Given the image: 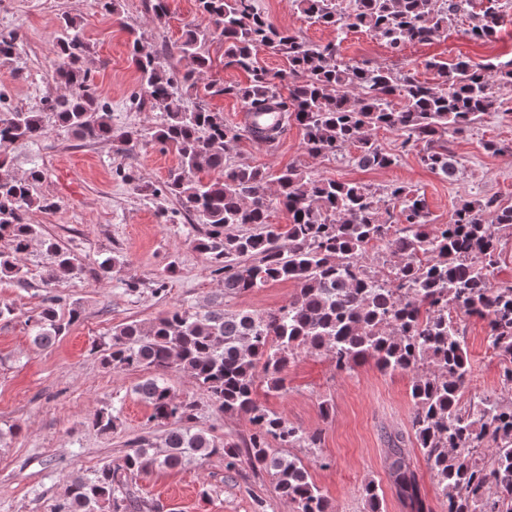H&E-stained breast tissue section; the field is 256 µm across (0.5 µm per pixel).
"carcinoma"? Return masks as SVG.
Wrapping results in <instances>:
<instances>
[{
	"label": "carcinoma",
	"mask_w": 512,
	"mask_h": 512,
	"mask_svg": "<svg viewBox=\"0 0 512 512\" xmlns=\"http://www.w3.org/2000/svg\"><path fill=\"white\" fill-rule=\"evenodd\" d=\"M200 21L187 27L165 56L185 62L181 70L146 53L142 35L131 31L130 54L140 89L161 114L151 139L177 154L179 165L153 192L176 201L201 226L194 249L208 256L224 294L239 295L270 283L291 282L295 296L270 312L174 308L150 322L120 324L94 343L114 370L148 373L135 392L151 407V420L167 426L163 449L147 436L128 443L118 460L70 480L51 512H161L130 492V484L154 468H177L195 459L222 455L227 467L241 465L270 474L281 498L297 512H333L329 498L299 458L273 453L281 448H316L320 434L305 432L258 404L257 381L285 390V369L301 352L325 351L336 370L349 371L372 360L382 371L413 372L410 430L434 473L448 512H512V286L493 284L503 235L512 237V202L496 196L464 199L448 223L435 224L424 195L399 184L371 189L357 182L320 178L302 165L273 171L234 159L247 137L273 146L289 122L303 130V150L314 158H349L369 169L398 162L373 137L383 128L418 149L423 166L446 180L455 175L448 135L461 134L497 111L491 78L512 86V57L487 65L462 58L427 60L436 81L422 82L416 69L352 63L340 56L348 34L364 30L392 54L406 44L424 43L468 15L465 34L488 41L503 24L500 0H486L469 13L470 0H355L339 10L335 0H295L310 24L329 27L332 41L315 45L275 27L255 0H197ZM224 42V66L248 74L245 84L205 85L208 95L235 99L241 111L273 126L224 121L203 97L185 109L178 89L194 91L198 75L212 67L207 46ZM56 76L69 92L48 101L56 126L92 141L110 140L122 151L138 133H115L107 103L82 67L88 47L77 18L65 15L56 37ZM280 54L287 68L261 65L259 50ZM43 113L0 112V147L43 136ZM0 157V279L23 285L20 263L38 241L53 258L43 274L49 285L78 275L74 256L37 224L25 223L32 208L53 210L56 202L39 191L43 172L32 167L18 176ZM281 207L288 223L273 224ZM61 296L48 292L41 310L28 319L32 343L52 347L81 312L59 314ZM487 323L489 348L503 362L501 393L465 404L469 371L464 337L452 312ZM172 371L190 373L200 391L227 415L243 414L251 424L243 444L197 428V404L178 397L167 383ZM117 416L99 413L89 425L110 433ZM387 465L397 493L413 512H429L404 448L405 437L389 439ZM363 497L368 512H382L372 483Z\"/></svg>",
	"instance_id": "1"
}]
</instances>
